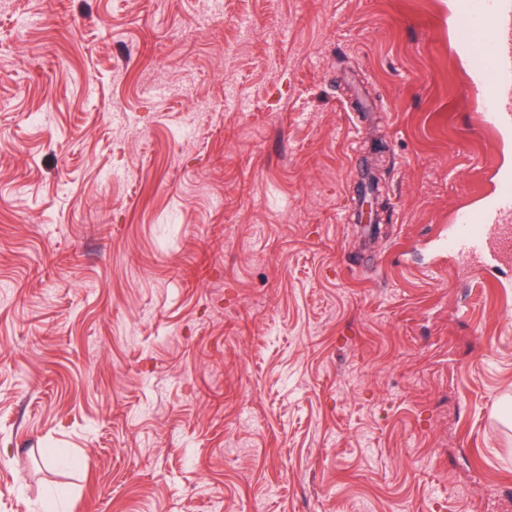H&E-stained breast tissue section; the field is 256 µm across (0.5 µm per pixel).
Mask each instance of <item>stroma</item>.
I'll return each mask as SVG.
<instances>
[{"instance_id":"stroma-1","label":"stroma","mask_w":512,"mask_h":512,"mask_svg":"<svg viewBox=\"0 0 512 512\" xmlns=\"http://www.w3.org/2000/svg\"><path fill=\"white\" fill-rule=\"evenodd\" d=\"M223 2L0 0V512H512L452 0Z\"/></svg>"}]
</instances>
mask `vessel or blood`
Instances as JSON below:
<instances>
[{"label": "vessel or blood", "mask_w": 512, "mask_h": 512, "mask_svg": "<svg viewBox=\"0 0 512 512\" xmlns=\"http://www.w3.org/2000/svg\"><path fill=\"white\" fill-rule=\"evenodd\" d=\"M453 35L465 50V72L479 93V123L512 146V0H453ZM475 205L457 208L442 250L494 267L512 251V163L501 162Z\"/></svg>", "instance_id": "obj_1"}]
</instances>
